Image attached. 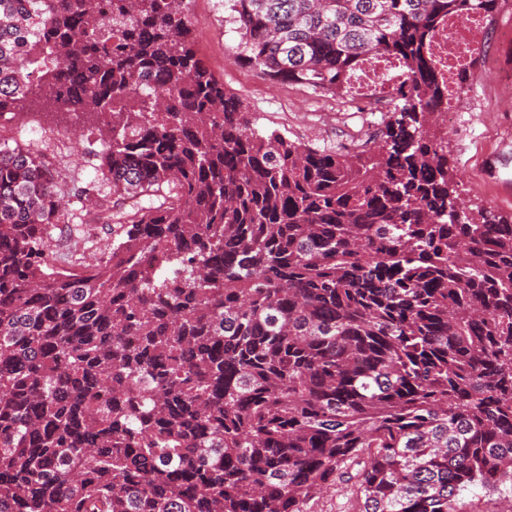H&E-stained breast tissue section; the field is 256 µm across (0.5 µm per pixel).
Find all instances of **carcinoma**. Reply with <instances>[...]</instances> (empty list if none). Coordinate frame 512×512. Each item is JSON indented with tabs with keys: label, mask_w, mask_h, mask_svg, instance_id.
I'll return each instance as SVG.
<instances>
[{
	"label": "carcinoma",
	"mask_w": 512,
	"mask_h": 512,
	"mask_svg": "<svg viewBox=\"0 0 512 512\" xmlns=\"http://www.w3.org/2000/svg\"><path fill=\"white\" fill-rule=\"evenodd\" d=\"M497 0H224L236 60L349 96L317 149L252 123L184 0H0V116L103 143L112 246L63 267L57 171L0 140V512H459L512 489V216L459 205L428 46ZM387 71L397 74V65L386 58H367L353 79V96L360 99L371 97L380 88V76ZM345 479L337 480L335 486L307 501L304 512H359L355 480ZM509 501L511 502L509 512H512V493L501 495L476 487L462 494L458 509L461 512H505L503 504Z\"/></svg>",
	"instance_id": "1"
}]
</instances>
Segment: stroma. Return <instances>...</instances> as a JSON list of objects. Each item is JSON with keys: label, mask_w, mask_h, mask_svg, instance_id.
<instances>
[{"label": "stroma", "mask_w": 512, "mask_h": 512, "mask_svg": "<svg viewBox=\"0 0 512 512\" xmlns=\"http://www.w3.org/2000/svg\"><path fill=\"white\" fill-rule=\"evenodd\" d=\"M222 0H194L190 21L197 48L228 94L241 98L259 129L278 131L314 148L348 146L362 138L378 116L341 103L331 95L293 84L272 83L234 60L239 36L228 22ZM512 66V48L490 47L467 70L448 126V155L464 206L512 214V99L503 96L499 76ZM5 140L53 164L72 196L60 219L66 260L91 257L112 241L107 227L87 221L77 188L96 182L100 198L109 186L96 171L102 145L96 138L73 149L62 128L21 124L7 127ZM355 484L337 480L307 501L304 512H358Z\"/></svg>", "instance_id": "1"}]
</instances>
